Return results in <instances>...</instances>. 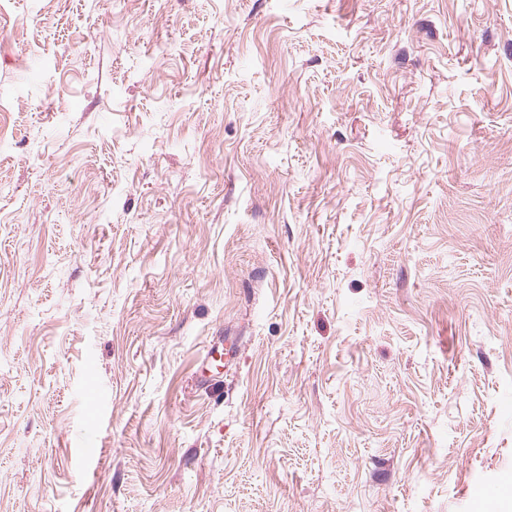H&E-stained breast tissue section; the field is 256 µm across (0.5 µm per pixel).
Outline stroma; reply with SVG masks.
Instances as JSON below:
<instances>
[{"label":"stroma","mask_w":512,"mask_h":512,"mask_svg":"<svg viewBox=\"0 0 512 512\" xmlns=\"http://www.w3.org/2000/svg\"><path fill=\"white\" fill-rule=\"evenodd\" d=\"M8 13L0 512H512V0Z\"/></svg>","instance_id":"1"}]
</instances>
